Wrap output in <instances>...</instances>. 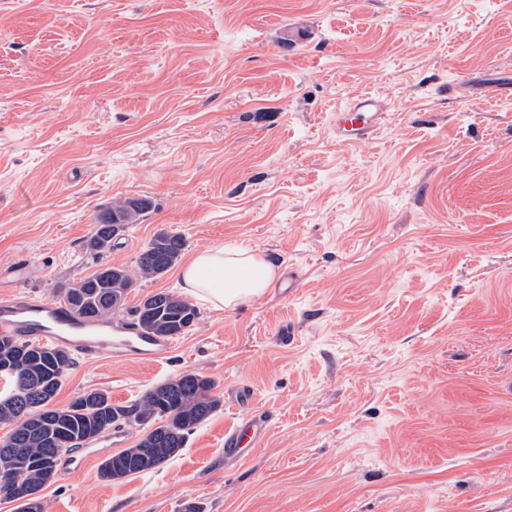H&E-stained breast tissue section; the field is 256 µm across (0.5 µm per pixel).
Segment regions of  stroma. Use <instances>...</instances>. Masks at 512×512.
Wrapping results in <instances>:
<instances>
[{
  "label": "stroma",
  "mask_w": 512,
  "mask_h": 512,
  "mask_svg": "<svg viewBox=\"0 0 512 512\" xmlns=\"http://www.w3.org/2000/svg\"><path fill=\"white\" fill-rule=\"evenodd\" d=\"M511 79L512 0H0V296L92 274L125 197L154 206L107 262L171 228L299 275L199 303L160 363L76 359L55 406L185 372L222 406L117 482L99 437L44 512H512V98L485 95ZM358 90L389 108L342 146ZM242 388L269 433L234 463ZM387 109L386 102L372 93H362L337 107L331 124L336 142L342 145L370 143Z\"/></svg>",
  "instance_id": "obj_1"
}]
</instances>
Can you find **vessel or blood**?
<instances>
[{"instance_id": "1", "label": "vessel or blood", "mask_w": 512, "mask_h": 512, "mask_svg": "<svg viewBox=\"0 0 512 512\" xmlns=\"http://www.w3.org/2000/svg\"><path fill=\"white\" fill-rule=\"evenodd\" d=\"M386 110L385 101L371 93L337 107L331 124L337 143H370ZM0 336L70 350L88 361L107 355L119 362L156 363L172 349L171 341L134 327L130 320L86 319L66 305L35 295L0 298ZM236 401L246 412L241 422L224 434V449L229 453L258 447L268 428L266 415L252 409L248 390L238 391Z\"/></svg>"}]
</instances>
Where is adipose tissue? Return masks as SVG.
Segmentation results:
<instances>
[{
	"label": "adipose tissue",
	"mask_w": 512,
	"mask_h": 512,
	"mask_svg": "<svg viewBox=\"0 0 512 512\" xmlns=\"http://www.w3.org/2000/svg\"><path fill=\"white\" fill-rule=\"evenodd\" d=\"M276 276L274 266L247 250L221 247L201 251L180 271V286L216 309L231 308L260 296Z\"/></svg>",
	"instance_id": "1"
}]
</instances>
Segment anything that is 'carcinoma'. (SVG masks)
<instances>
[{
	"mask_svg": "<svg viewBox=\"0 0 512 512\" xmlns=\"http://www.w3.org/2000/svg\"><path fill=\"white\" fill-rule=\"evenodd\" d=\"M152 207L147 197H127L103 207L85 247L98 257L97 269L56 293L76 314L105 321L140 280L164 276L181 258L186 240L175 229H161L135 259V269L103 262L112 240L130 224L139 223ZM135 323L146 332L173 339L185 335L199 319V310L172 291L146 296L133 310ZM71 352L0 337V368L17 367L3 376L9 390L0 396V471L23 475L18 512H44L42 490L56 476L58 457L102 433L125 425L141 427L134 446L102 461L99 477L108 482L138 474L178 456L189 435L220 407L212 379L183 373L152 386L131 405L112 403L107 392L93 389L63 407L52 402L68 368Z\"/></svg>",
	"mask_w": 512,
	"mask_h": 512,
	"instance_id": "1",
	"label": "carcinoma"
}]
</instances>
